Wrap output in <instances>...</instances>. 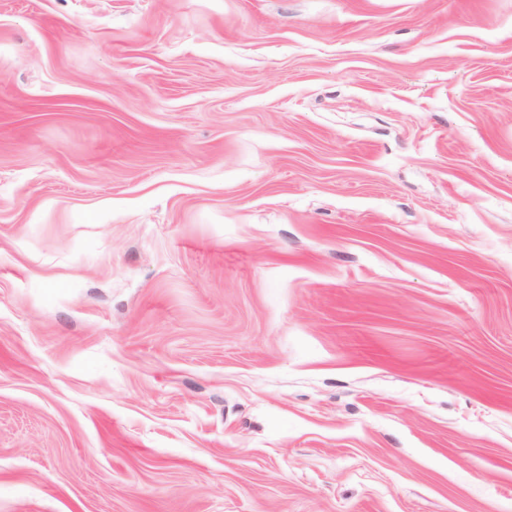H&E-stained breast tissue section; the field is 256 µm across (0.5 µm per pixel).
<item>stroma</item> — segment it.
<instances>
[{"instance_id":"stroma-1","label":"stroma","mask_w":512,"mask_h":512,"mask_svg":"<svg viewBox=\"0 0 512 512\" xmlns=\"http://www.w3.org/2000/svg\"><path fill=\"white\" fill-rule=\"evenodd\" d=\"M0 512H512V0H0Z\"/></svg>"}]
</instances>
